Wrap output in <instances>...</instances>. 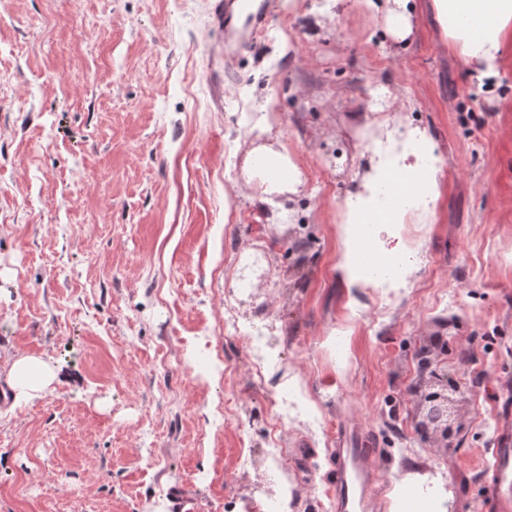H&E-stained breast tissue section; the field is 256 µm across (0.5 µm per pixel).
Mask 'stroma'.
<instances>
[{
    "label": "stroma",
    "mask_w": 512,
    "mask_h": 512,
    "mask_svg": "<svg viewBox=\"0 0 512 512\" xmlns=\"http://www.w3.org/2000/svg\"><path fill=\"white\" fill-rule=\"evenodd\" d=\"M216 45L208 0H0V391L15 357L60 369L41 398L0 403V512H245L281 493L331 512L345 428L382 450L383 512L428 485L441 502L418 512H483L484 452L512 410V49L490 97L424 7L397 51L360 0H273L219 83ZM381 85L441 153L387 299L347 286L339 222ZM262 147L300 184L268 192ZM259 306L277 366L256 392L224 315L247 325ZM422 347L460 386L453 448L418 430ZM288 383L321 427L282 426L277 485L265 450Z\"/></svg>",
    "instance_id": "35a3bbf8"
}]
</instances>
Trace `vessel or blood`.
Instances as JSON below:
<instances>
[{
	"label": "vessel or blood",
	"instance_id": "b4317fda",
	"mask_svg": "<svg viewBox=\"0 0 512 512\" xmlns=\"http://www.w3.org/2000/svg\"><path fill=\"white\" fill-rule=\"evenodd\" d=\"M210 28L218 42L247 41L266 26L267 14L254 0H210ZM333 492L336 512H369L378 484L375 442L359 438L356 431L338 436ZM489 512H512V429L499 430L483 472Z\"/></svg>",
	"mask_w": 512,
	"mask_h": 512
}]
</instances>
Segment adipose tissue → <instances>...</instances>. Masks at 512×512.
I'll return each instance as SVG.
<instances>
[{
    "instance_id": "adipose-tissue-1",
    "label": "adipose tissue",
    "mask_w": 512,
    "mask_h": 512,
    "mask_svg": "<svg viewBox=\"0 0 512 512\" xmlns=\"http://www.w3.org/2000/svg\"><path fill=\"white\" fill-rule=\"evenodd\" d=\"M363 2L381 18L383 30L393 42L401 43L411 36L414 0ZM428 7L476 89L496 94L506 50L512 45V0H429ZM386 136L392 152L371 157L367 170L357 174L352 195L359 210L348 214L347 223H404L407 213L399 205L391 212L375 214V194L390 175L422 174L427 162L437 157L426 131L392 123L386 127ZM57 379L54 366L32 355L16 357L7 371L8 384L19 402L39 398Z\"/></svg>"
}]
</instances>
